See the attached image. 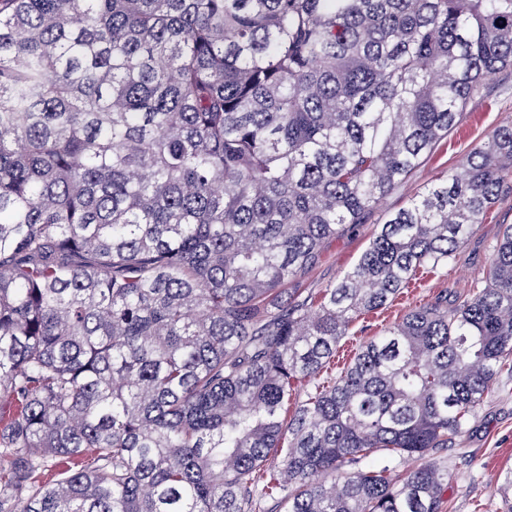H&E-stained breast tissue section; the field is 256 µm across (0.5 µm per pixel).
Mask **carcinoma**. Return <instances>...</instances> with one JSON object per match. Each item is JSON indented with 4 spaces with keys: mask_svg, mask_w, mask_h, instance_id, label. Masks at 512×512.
I'll return each instance as SVG.
<instances>
[{
    "mask_svg": "<svg viewBox=\"0 0 512 512\" xmlns=\"http://www.w3.org/2000/svg\"><path fill=\"white\" fill-rule=\"evenodd\" d=\"M511 67L512 0H0V512H446L512 225L333 366L512 194V123L294 283ZM512 224V195L497 203L487 214L467 245L457 255L455 262L435 272H419L408 288L382 311L358 320L353 334L346 337L338 348L340 363L353 357L363 341L380 335L397 323L409 309L431 300L436 295L447 294L448 304L470 297L477 279L485 275L493 254V248L504 227Z\"/></svg>",
    "mask_w": 512,
    "mask_h": 512,
    "instance_id": "obj_1",
    "label": "carcinoma"
}]
</instances>
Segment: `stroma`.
<instances>
[{"mask_svg": "<svg viewBox=\"0 0 512 512\" xmlns=\"http://www.w3.org/2000/svg\"><path fill=\"white\" fill-rule=\"evenodd\" d=\"M512 123V69L486 81L471 98L456 129L440 142L434 153L375 211L368 223L326 244L319 263L301 280L304 288H321L349 267L385 214L405 206L497 127ZM512 224V196L487 214L455 262L435 272H421L394 302L382 311L356 322L351 336L339 349L341 358H352L363 341L380 335L409 309L447 295L457 303L470 297L477 279L485 275L493 248L506 225ZM507 391H493L471 419L465 433L445 449L448 460L447 512H512V493L499 491L503 471L512 466V380Z\"/></svg>", "mask_w": 512, "mask_h": 512, "instance_id": "obj_1", "label": "stroma"}]
</instances>
